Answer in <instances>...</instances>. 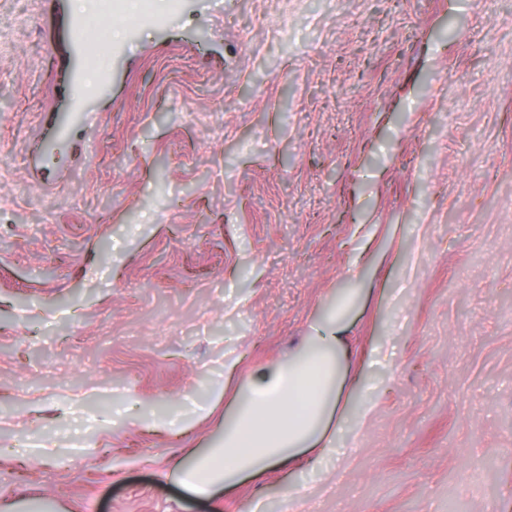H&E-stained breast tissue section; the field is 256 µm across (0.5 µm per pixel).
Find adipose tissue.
<instances>
[{
	"label": "adipose tissue",
	"instance_id": "obj_1",
	"mask_svg": "<svg viewBox=\"0 0 512 512\" xmlns=\"http://www.w3.org/2000/svg\"><path fill=\"white\" fill-rule=\"evenodd\" d=\"M351 307L350 297L337 299L285 357L239 388L219 442L177 465L182 487L206 498L301 459L314 469L341 437L363 428L370 406L353 410L343 398Z\"/></svg>",
	"mask_w": 512,
	"mask_h": 512
}]
</instances>
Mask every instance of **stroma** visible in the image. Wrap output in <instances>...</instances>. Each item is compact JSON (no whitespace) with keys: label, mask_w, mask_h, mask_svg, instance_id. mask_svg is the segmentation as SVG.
Listing matches in <instances>:
<instances>
[{"label":"stroma","mask_w":512,"mask_h":512,"mask_svg":"<svg viewBox=\"0 0 512 512\" xmlns=\"http://www.w3.org/2000/svg\"><path fill=\"white\" fill-rule=\"evenodd\" d=\"M128 2L47 159L76 0H0V506L282 512L283 471L199 500L171 469L226 359L354 288L376 407L298 512H512V0ZM145 6H142L143 2ZM141 1L139 7V25H153L163 27L180 15L183 7V0H166L163 9H157L153 0ZM137 25L135 28H137Z\"/></svg>","instance_id":"1"}]
</instances>
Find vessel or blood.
<instances>
[{"label": "vessel or blood", "mask_w": 512, "mask_h": 512, "mask_svg": "<svg viewBox=\"0 0 512 512\" xmlns=\"http://www.w3.org/2000/svg\"><path fill=\"white\" fill-rule=\"evenodd\" d=\"M183 0H165L163 8H156L153 0H146L138 15L139 21L144 25L162 27L180 15ZM96 44L93 40L76 37L70 42L71 68L69 75L70 91L74 98V106L71 111L52 114L51 120L60 135L66 136L77 127L90 124L96 112L94 98L85 89L87 64L93 55Z\"/></svg>", "instance_id": "b4317fda"}]
</instances>
